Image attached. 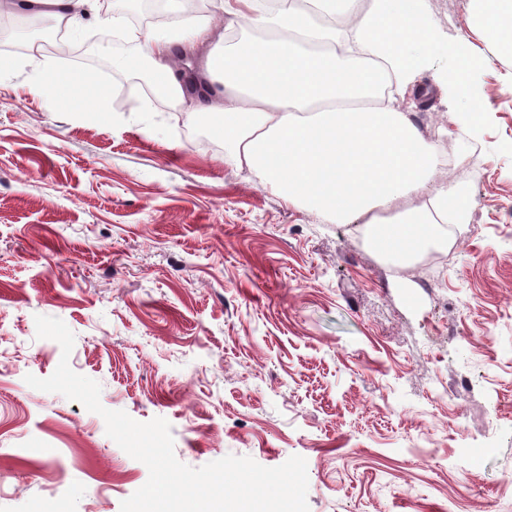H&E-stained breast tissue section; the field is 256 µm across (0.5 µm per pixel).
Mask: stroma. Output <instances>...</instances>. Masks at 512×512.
<instances>
[{
  "label": "stroma",
  "instance_id": "1",
  "mask_svg": "<svg viewBox=\"0 0 512 512\" xmlns=\"http://www.w3.org/2000/svg\"><path fill=\"white\" fill-rule=\"evenodd\" d=\"M469 0H426L431 27L468 34ZM0 41V512H120L147 467L79 402L29 387L73 332L71 368L101 403L166 419L176 457L307 461L309 512H512V64L463 92L416 77L405 105L461 175L470 224L408 266L255 186L210 124L116 67L137 54L88 16L83 40L25 11ZM53 71L97 75L100 118L36 94Z\"/></svg>",
  "mask_w": 512,
  "mask_h": 512
}]
</instances>
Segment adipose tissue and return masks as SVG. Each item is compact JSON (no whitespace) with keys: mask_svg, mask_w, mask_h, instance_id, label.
<instances>
[{"mask_svg":"<svg viewBox=\"0 0 512 512\" xmlns=\"http://www.w3.org/2000/svg\"><path fill=\"white\" fill-rule=\"evenodd\" d=\"M470 26L494 59L512 60V0H469ZM51 18L65 36L80 37L88 9L111 12V0H20ZM318 11L278 0H219L224 16L283 33L278 46L245 36L228 42L221 18L207 17L130 37L141 55L118 64L139 68L151 59L168 96L199 115H217L214 130L227 158L255 185L289 205L339 224H367L372 243L398 265L432 244L442 225L469 223L474 203L461 183L434 185L438 149L427 142L387 82L405 87L434 52H445L456 83L474 65L467 40L447 43L426 22L424 0H318ZM197 58L193 74L180 64ZM55 101H83L98 116L108 92L91 73L56 74L37 86ZM422 196L424 206L398 209Z\"/></svg>","mask_w":512,"mask_h":512,"instance_id":"1","label":"adipose tissue"}]
</instances>
